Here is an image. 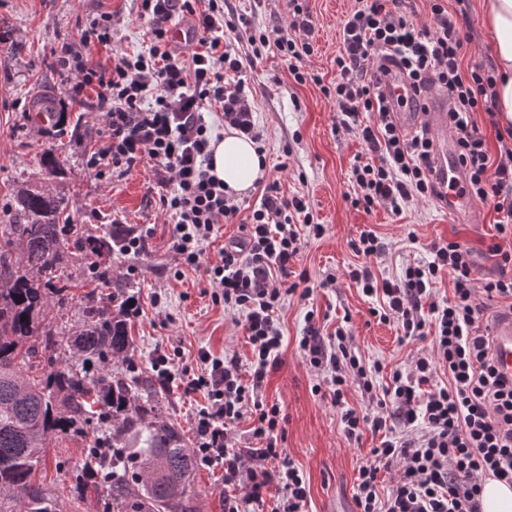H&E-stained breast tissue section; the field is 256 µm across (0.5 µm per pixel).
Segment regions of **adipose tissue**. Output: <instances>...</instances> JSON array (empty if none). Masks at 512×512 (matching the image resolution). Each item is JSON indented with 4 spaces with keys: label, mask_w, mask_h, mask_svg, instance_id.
I'll return each instance as SVG.
<instances>
[{
    "label": "adipose tissue",
    "mask_w": 512,
    "mask_h": 512,
    "mask_svg": "<svg viewBox=\"0 0 512 512\" xmlns=\"http://www.w3.org/2000/svg\"><path fill=\"white\" fill-rule=\"evenodd\" d=\"M487 30L493 38V54L499 75L496 109L512 122V0H481ZM211 175L223 181L228 194L240 195L253 188L265 173V158L250 140L225 130L210 141Z\"/></svg>",
    "instance_id": "obj_1"
}]
</instances>
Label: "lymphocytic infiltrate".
<instances>
[{"mask_svg": "<svg viewBox=\"0 0 512 512\" xmlns=\"http://www.w3.org/2000/svg\"><path fill=\"white\" fill-rule=\"evenodd\" d=\"M136 2L137 16L151 33L149 45L121 54L109 69L93 63L91 45H110L117 32L112 13L97 14L82 29L79 44L63 43L57 56L62 69L80 75L66 96L79 103L85 90L93 89L105 111L100 146L89 165L123 176L152 161L159 200L174 220L171 251L183 266L204 271L225 310L245 315L248 360L199 353L204 371L186 383L207 393L208 403L197 414L198 450L205 460L224 464V512H252L271 485L283 492L272 512H303L306 479L277 446L281 409L264 403L258 392L281 359L283 336L275 314L285 295L297 290L287 279L300 249L294 219L303 216L317 236L323 227L302 198H285L275 181L265 184L259 203L248 211L233 204L223 181L210 173L205 115L221 110L225 126L260 141L243 78L254 57L239 52L233 35L244 32L253 47L275 46L301 84L307 80L303 61L314 51L310 16L299 0H289L303 36L272 43L265 34L240 30L232 0ZM430 2L431 29L415 25L406 0H361L342 23L336 80L324 93L334 100L342 127L357 132L378 156L354 165L360 192L353 203L367 211L385 205L399 213L409 202L439 196L430 140L422 133H404L382 92L394 66L416 95L434 87L447 95L448 124L457 133V161L468 190L492 202L504 231L512 225V130L495 159L474 120L478 112L493 114L496 78L480 65L462 71L466 39L442 0ZM180 15L194 20L186 34L194 46L188 54L173 44L168 28ZM235 220L242 238L221 248L218 263L203 265V243L215 237L218 222ZM431 254V261L406 267L396 282L378 280L367 264L349 272L365 296L381 299L380 319L396 321L403 339L435 335L431 351L417 357L411 371L394 370L382 393H375L345 329L327 339L311 325L299 341L306 361L327 379L323 396L339 409L346 438L360 440L367 428L389 434L358 469L354 498L359 512H480L485 479L512 486V381L498 373L490 338L479 326L470 251L451 241L432 244ZM446 275L454 282V297L441 305L433 298V286ZM440 369L448 372L447 384L433 381ZM353 382L370 408L347 407L345 393ZM247 413L253 417L255 443L237 448L229 433ZM384 462L397 463L399 475L383 498L378 473Z\"/></svg>", "mask_w": 512, "mask_h": 512, "instance_id": "f902f5d3", "label": "lymphocytic infiltrate"}]
</instances>
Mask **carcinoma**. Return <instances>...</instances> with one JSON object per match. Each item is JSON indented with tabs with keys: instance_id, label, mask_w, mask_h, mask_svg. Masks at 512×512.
I'll list each match as a JSON object with an SVG mask.
<instances>
[{
	"instance_id": "obj_1",
	"label": "carcinoma",
	"mask_w": 512,
	"mask_h": 512,
	"mask_svg": "<svg viewBox=\"0 0 512 512\" xmlns=\"http://www.w3.org/2000/svg\"><path fill=\"white\" fill-rule=\"evenodd\" d=\"M67 208L64 198L21 183L0 224V512H56L38 479L49 440L86 437L94 418L112 441V468L91 441L75 477L78 497L103 486L112 512H197V456L163 420L147 380L111 369L133 351L121 305H97L87 292L75 334L53 333L49 297L71 292L58 275L76 231Z\"/></svg>"
}]
</instances>
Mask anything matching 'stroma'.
Listing matches in <instances>:
<instances>
[{
	"label": "stroma",
	"mask_w": 512,
	"mask_h": 512,
	"mask_svg": "<svg viewBox=\"0 0 512 512\" xmlns=\"http://www.w3.org/2000/svg\"><path fill=\"white\" fill-rule=\"evenodd\" d=\"M314 26L315 52L305 64L310 79L296 83L275 49H266L247 72L245 90L263 135L265 177L277 180L285 197L308 202L315 222L323 224L322 236L301 228V245L291 270L306 273L313 292L285 297L278 312L283 332L280 366L271 371L261 389L267 404L281 408L278 445L300 467L309 486L306 512H358L354 485L359 464L371 448L380 446L382 434L367 430L359 442L348 441L339 411L316 392L322 378L306 363L299 340L308 325L323 336L344 328L353 336L352 349L378 388H385L392 370H410L420 354L429 352L432 338L402 340L395 322L379 320L372 313L375 299L363 295L350 280L349 270L363 263L356 244L362 231L373 230L383 251L370 261L378 279L396 281L407 266L431 261L430 245L457 241L470 250L476 281L511 278L512 266L502 265L500 250L512 251V235L499 233L492 203L476 202L477 223H465L448 214L439 202L404 206L401 215L390 208L372 211L352 206L356 193L352 179L355 161L370 156L358 135L340 125L334 101L324 85L336 77V57L343 49L342 21L356 8V0H301ZM477 0H447L467 37L463 70L474 65L494 69L492 39L476 8ZM253 26L269 39L290 33L288 0H234ZM108 11L121 20L115 47L95 46L91 58L111 67L114 53L145 49L149 34L135 18L132 0H0V23L8 25L12 44H0V215L10 204L17 184L42 185L64 197L81 237H103L122 221L127 229L148 234V248L140 255L89 256L79 240L69 239L59 274L89 291L91 263L109 267L111 285L127 288L140 299L142 313L129 325L135 338L133 359L140 376L150 379L156 349L179 352L176 369L198 367L199 350L214 355L234 354L247 359L250 346L244 317L225 312L214 302L212 289L200 272L182 269L171 252L170 216L154 191L150 165L139 164L123 177L99 175L88 159L98 148L97 131L104 114L95 98L83 104L65 103L69 85L56 63L55 50L79 37L98 13ZM38 97L53 103L56 122L37 130L28 123V104ZM53 151L60 161L56 174H47L41 158ZM335 275V285L325 282ZM162 416L196 447L194 417L206 405L205 392H184L177 385L158 386ZM86 440L75 436L52 439L43 477L56 497L58 512H112L107 492L73 505L66 490L75 481L84 460ZM193 488L200 512H224V467L199 462Z\"/></svg>",
	"instance_id": "1"
}]
</instances>
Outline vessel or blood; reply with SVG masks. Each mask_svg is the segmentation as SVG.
Returning <instances> with one entry per match:
<instances>
[{
	"instance_id": "obj_1",
	"label": "vessel or blood",
	"mask_w": 512,
	"mask_h": 512,
	"mask_svg": "<svg viewBox=\"0 0 512 512\" xmlns=\"http://www.w3.org/2000/svg\"><path fill=\"white\" fill-rule=\"evenodd\" d=\"M386 98L395 106L393 117L405 131L425 127L435 157L434 179L444 195L450 214L473 211L472 198L464 174L456 160V138L448 127V100L436 95L427 109L417 107L410 85L398 74H391L383 87ZM493 353L500 372L512 378V308L497 313L493 326Z\"/></svg>"
}]
</instances>
